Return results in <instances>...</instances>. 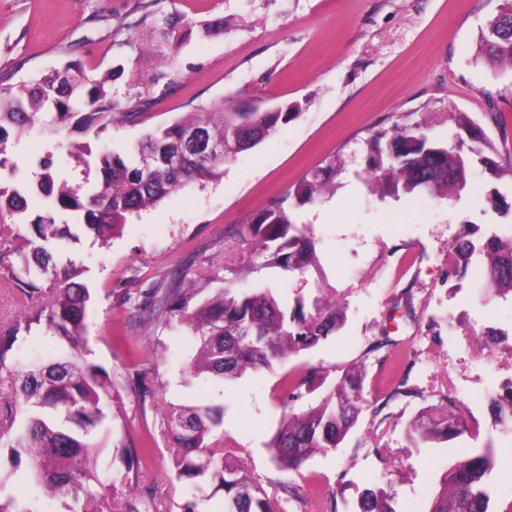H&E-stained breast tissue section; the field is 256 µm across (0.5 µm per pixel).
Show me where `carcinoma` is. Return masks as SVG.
Here are the masks:
<instances>
[{
    "label": "carcinoma",
    "instance_id": "1",
    "mask_svg": "<svg viewBox=\"0 0 512 512\" xmlns=\"http://www.w3.org/2000/svg\"><path fill=\"white\" fill-rule=\"evenodd\" d=\"M483 54L512 67V0H503L499 13L481 35ZM112 74H92L76 61L51 70L33 83L0 84V277L25 297L24 311L8 324L0 322V449L6 448L13 470L0 475V491L7 480L23 484L29 498L0 496V512H36L39 496L65 500L82 498L80 512H114V496L97 490L104 486L98 459L104 435L112 424V377L87 359L84 341L90 288L79 278L84 269L69 262L52 263V249L70 236V225L58 224L61 212L82 217L92 244L105 247L131 216L157 205L172 191L222 174L224 163L258 146L279 127L301 114L299 102L252 112L224 101L201 108L183 120L147 130L120 148L92 149L88 143L71 145L68 157L82 167L84 178L75 183L54 169L53 153L22 173L7 157L10 133L15 139L35 128L45 111L58 127H70L99 139L114 120L136 122L149 105L135 91L123 109L112 98ZM457 128L448 142H434L419 127L394 125L369 143L366 171L381 194L421 193L450 200L467 185L471 165L478 162L491 174L500 165L484 155V138L465 114L452 117ZM199 130L208 141L223 146L224 158L202 161L184 143L185 133ZM180 150L182 164L161 161ZM101 178L89 179L91 169ZM336 160L310 171L270 207L247 224L256 257L263 268L276 267L301 276L315 262L314 243L307 225L294 219L296 209L317 203L334 189ZM248 264V268L259 267ZM482 276L491 297L512 296V232L475 236L474 226L462 224L448 250V277L458 278L469 267ZM197 288L177 286L162 297L144 296L140 309L166 322L188 326L197 351L186 374L208 375L232 382L257 374L288 355L315 347L345 323L336 289L327 286L313 302V311L298 299L285 309L270 288H224L190 305ZM63 341L59 352L38 362L20 356L21 342L38 327ZM327 375L315 367L285 372L280 380L283 415L270 442L275 466L286 474L284 494L300 497L301 484L311 481L303 471L316 453L339 447L356 424L363 407L365 372L343 371L315 406L299 411L296 403L325 385ZM494 423L512 432V384L490 397ZM221 406H185L169 402L161 413V427L172 439L175 478L194 489L181 512H208L205 505L224 494V512H280L261 486L239 464L242 449L220 431ZM474 434L456 403L452 389L441 393L440 410L426 412L408 428V439L418 448L428 442L450 441ZM151 456V442L127 453L128 470ZM496 467L489 448H475L455 461L440 478V488L428 512H490ZM392 495L383 487L367 488L357 512H395Z\"/></svg>",
    "mask_w": 512,
    "mask_h": 512
}]
</instances>
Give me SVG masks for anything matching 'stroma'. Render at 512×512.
<instances>
[{"mask_svg": "<svg viewBox=\"0 0 512 512\" xmlns=\"http://www.w3.org/2000/svg\"><path fill=\"white\" fill-rule=\"evenodd\" d=\"M0 0V82L38 78L68 61L112 73V96L131 84L151 98L146 123H115L102 138L121 146L147 126L188 118L222 99L294 101L302 115L224 165L223 175L170 193L131 218L109 247L89 238L65 244L61 260L84 270L94 293L87 318L89 358L106 369L112 402V448L100 469L116 505L133 487L159 512H179L187 492L172 473V449L160 426L163 402L224 408V430L245 448L243 465L282 512H308L278 485L267 444L282 419V374L314 366L337 378L364 366L369 406L336 450L314 455L322 508L355 512L363 489L388 488L395 512H427L449 462L472 449L512 455V436L495 427L490 395L512 383V299L486 298L474 276L447 279L448 248L460 222L481 233L512 231V213L494 196L512 198V67L479 54L487 23L502 0ZM480 127L504 170L474 167L454 202L425 195L383 197L364 180L368 142L393 125L421 126L448 140L453 114ZM84 142L81 132L37 127L17 142L19 166L42 157L48 141ZM336 159L334 191L297 210L308 225L316 263L304 278L266 268L237 276L254 250L244 226L309 171ZM204 296L232 286L275 289L282 303L312 304L322 283L336 289L346 321L313 350L234 383L184 384L196 352L191 330L143 316L146 289L176 282ZM501 330L481 347L475 335ZM390 336L411 396L391 397L390 362L368 355ZM452 387L462 413L479 430L424 448L407 437L411 419L440 403ZM151 436L147 465L127 471L119 444Z\"/></svg>", "mask_w": 512, "mask_h": 512, "instance_id": "1", "label": "stroma"}]
</instances>
